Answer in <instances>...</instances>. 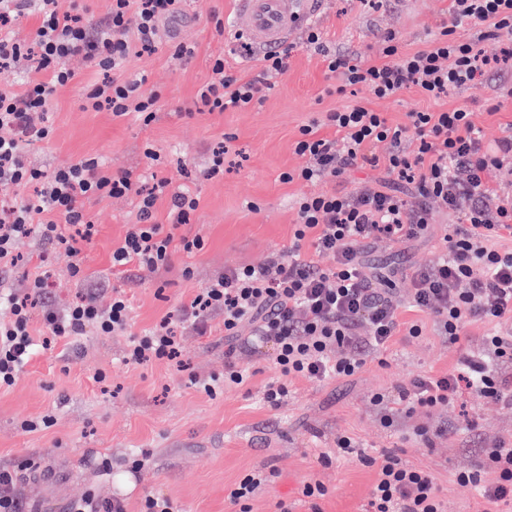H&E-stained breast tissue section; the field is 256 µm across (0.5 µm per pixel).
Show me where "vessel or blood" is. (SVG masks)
Listing matches in <instances>:
<instances>
[{"mask_svg": "<svg viewBox=\"0 0 512 512\" xmlns=\"http://www.w3.org/2000/svg\"><path fill=\"white\" fill-rule=\"evenodd\" d=\"M239 5L242 34L261 52L286 40L298 18V0H239Z\"/></svg>", "mask_w": 512, "mask_h": 512, "instance_id": "b4317fda", "label": "vessel or blood"}]
</instances>
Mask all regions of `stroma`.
<instances>
[{
  "label": "stroma",
  "mask_w": 512,
  "mask_h": 512,
  "mask_svg": "<svg viewBox=\"0 0 512 512\" xmlns=\"http://www.w3.org/2000/svg\"><path fill=\"white\" fill-rule=\"evenodd\" d=\"M450 8L451 0H385L375 10L361 0H312L308 23H296L288 36L294 45L288 70L270 77L261 104L198 113L193 101L209 81L215 59H223L233 73L247 62L237 45L215 30L220 19L239 25L236 0H191L179 17L159 25L163 41L193 47L191 61L180 64L161 52L133 55L126 62L127 73L146 75L145 92L159 96L156 118L146 127L131 115L115 118L84 109L85 86L96 74L75 63L78 81L58 88L48 107L49 139L26 150L33 166L49 173L95 157L115 170L170 180L176 188L182 183L179 164L207 167L212 148L224 140L229 151L223 175L193 184L199 206L190 223L173 231L178 243L203 236L204 248L188 253L178 246L166 268L112 269L113 248L138 221L134 195L86 202L96 234L85 249L83 280L70 279L65 254L50 251L40 238L17 242L18 264L0 275L13 289L48 270L52 276L44 302L57 310L87 292L104 307L116 293L131 306L128 334L102 335L90 328L78 340H55L47 348L40 344V318L31 321L37 353L12 386L0 389V468L17 471V492L30 512H67L90 493L123 496L127 512H142L148 496L170 501L176 512H238L230 491L257 470L271 479L250 500V512H278L283 504L291 512H310L313 505L301 493L307 482L328 489L316 505L321 512H365L376 473L357 459L337 455L340 436L432 471L447 512H496L477 487L458 483L456 474L480 469L487 445L512 440V405L483 400L464 387L448 406L418 409L387 428L372 402L377 393L396 395L398 386L414 376L455 369L462 353L482 348L486 325L469 326L462 346L452 348L431 321H424L421 336L397 337L382 357H369L351 378L290 379L287 403L274 409L262 392L276 374L267 347L238 350L240 365L254 373L248 386H219L211 394L199 387V379L224 372V315L212 313L201 334L183 313L200 288L225 269L258 265L287 250L300 198L382 185L383 173L369 170H353L336 180L282 182L283 172L304 163L294 151L303 125L320 120V135L334 136V128L322 123L327 111L362 101L397 125L412 110L464 105L485 144L512 134V68L488 74L480 89L453 90L440 99L414 87L396 99L374 98L362 87L342 95L325 93L332 80L322 56L305 43L306 24L315 25L332 50L375 61L384 32H394L406 50L421 49L447 21ZM150 149L160 153V161L147 158ZM458 222L457 216L435 209L426 239L375 241L365 247L366 258L373 267L396 269V292L407 297L412 273L433 263ZM166 317L180 338L179 358L126 363L130 335ZM442 426L450 428V435L434 438L429 448L415 434L421 427ZM137 459L142 467H134ZM122 473L133 481L125 493L115 484Z\"/></svg>",
  "instance_id": "1"
}]
</instances>
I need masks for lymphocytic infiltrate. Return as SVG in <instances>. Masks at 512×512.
<instances>
[{"label":"lymphocytic infiltrate","instance_id":"obj_1","mask_svg":"<svg viewBox=\"0 0 512 512\" xmlns=\"http://www.w3.org/2000/svg\"><path fill=\"white\" fill-rule=\"evenodd\" d=\"M185 2L112 0L109 17L97 21L84 0H69L65 6L60 0H0V72L20 78L18 85L0 86V264H15L16 240L35 235L62 248L70 275L81 277L83 247L96 232L85 211L86 200L133 193L139 198V221L129 225L113 249L112 268L168 266L173 237L156 223V203L168 196L170 224L190 223L199 201L189 184L223 172L227 146L213 150L204 173L183 171L186 184L173 193L167 190L168 180L147 188L141 175L111 171L94 158L49 175L25 162L22 147L50 136V126L33 124L32 115L45 110L54 88L76 79L68 66L76 56L99 75L86 87V108L105 109L116 118L132 115L150 124L158 97L145 94V76H128L125 64L138 51L165 49L181 63L192 58L190 47L163 46L158 35L160 21L179 15ZM29 14L37 15L39 24L32 37L18 38L14 26ZM465 24L479 28V40L512 31V0H452L449 22L433 33L426 48L406 51L395 34L388 33L375 63L330 51L317 27L306 26L305 37L322 53L328 74L336 79V93L360 85L375 97L394 99L415 86L426 97L438 99L455 89L479 88L487 73L512 62V47L489 57L478 49V40L462 38L458 30ZM291 53V44H281L239 75L225 74L223 59H216L214 80L197 94V111L224 112L254 104L267 75L287 71ZM41 72L47 73V80H38ZM406 118L405 124L394 126L382 113L358 102L327 112L325 123L336 130V137L318 135L313 123L300 128L294 150L307 163L282 173L283 182L336 179L354 168L381 166L391 187L301 198L287 251L261 266L227 269L193 298L189 310L198 323L215 311L224 315L225 386L240 388L250 382L252 371L233 357L241 336H251L273 347L278 374L264 385L263 398L271 407H282L289 377L314 382L350 377L369 355L386 351L400 332L421 335L420 324L401 321L409 307L431 320L452 347L460 345L474 323L487 324L490 331L482 350L465 353L456 369L411 379L399 387L393 402L376 395L383 423H392L401 409L448 405L463 385L492 401L512 399V376L501 370L512 363V332L503 330L512 325V246L505 244L512 239V194L492 188L487 179L493 169L512 177V136L484 145L463 105L441 112L415 110ZM377 142L388 143L384 156L371 153ZM407 191L420 198V205H408L403 198ZM434 202L458 215L460 223L437 261L414 271L412 291L403 301L385 288L382 278L369 273L359 246L421 237L431 224ZM320 256L330 257V265L319 266ZM47 286L48 277L42 274L29 282L25 294L0 290V300L11 313L9 321L0 322V387L14 384L32 354V311ZM41 310L43 330L53 339L75 338L90 327L104 335L123 333L130 326V304L120 294L105 309L87 294L65 310ZM178 346L174 329L164 320L131 337L126 359L135 364L170 359ZM336 452L375 469L368 512H445L431 471L409 466L384 450L367 451L345 436L337 438ZM488 461L492 479L461 472L457 481L478 487L489 503L512 505V448L493 445Z\"/></svg>","mask_w":512,"mask_h":512}]
</instances>
